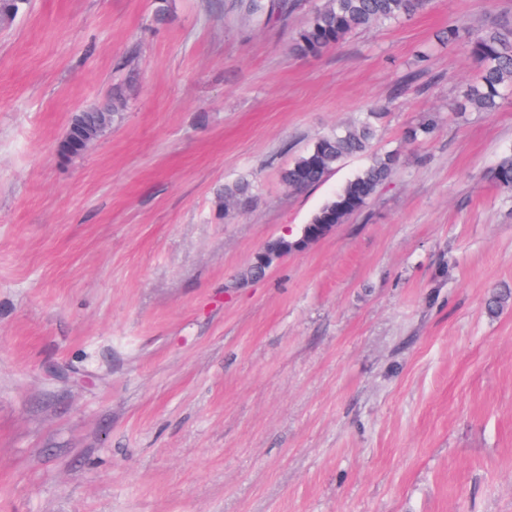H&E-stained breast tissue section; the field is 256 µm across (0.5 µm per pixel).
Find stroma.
Wrapping results in <instances>:
<instances>
[{"instance_id": "1", "label": "stroma", "mask_w": 512, "mask_h": 512, "mask_svg": "<svg viewBox=\"0 0 512 512\" xmlns=\"http://www.w3.org/2000/svg\"><path fill=\"white\" fill-rule=\"evenodd\" d=\"M29 0L0 28V512H512V98L438 33L512 0H430L317 57L303 10ZM429 60L413 83L406 63ZM123 88L77 157L74 113ZM383 106L402 165L326 238L245 278L364 164L279 172ZM438 113L422 143L405 129ZM253 183L244 209L216 192ZM237 8L258 24L273 21H287L288 14L300 9L303 4L295 0H242L236 1Z\"/></svg>"}]
</instances>
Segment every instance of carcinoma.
<instances>
[{"mask_svg":"<svg viewBox=\"0 0 512 512\" xmlns=\"http://www.w3.org/2000/svg\"><path fill=\"white\" fill-rule=\"evenodd\" d=\"M428 0H321L309 14L306 25L298 32L295 50L306 56L329 52L358 29L377 23H401L422 11ZM27 0H0V26L14 21ZM302 7L297 0H239L237 8L258 24L286 21L288 14ZM437 39L442 44L464 47L477 66L476 79L469 86L460 108L474 112H494L512 93V22H501L480 31L470 30L462 21L448 25ZM124 94L118 90L112 99L82 110L80 121L68 125L62 148L69 155L83 153L106 126L98 122L99 113L120 111ZM385 113L366 112L356 121L319 137L306 151L280 172V180L292 191H303L323 182L346 159L367 158V164L349 178L341 188L311 216V224H344L361 211L380 187L395 172L399 155L395 151H378L375 143ZM438 127L437 116L430 113L405 131L410 142L430 139ZM500 187L512 190V154L504 157L492 172ZM252 200V184L241 179L224 184L218 195L224 209H244Z\"/></svg>","mask_w":512,"mask_h":512,"instance_id":"1","label":"carcinoma"}]
</instances>
